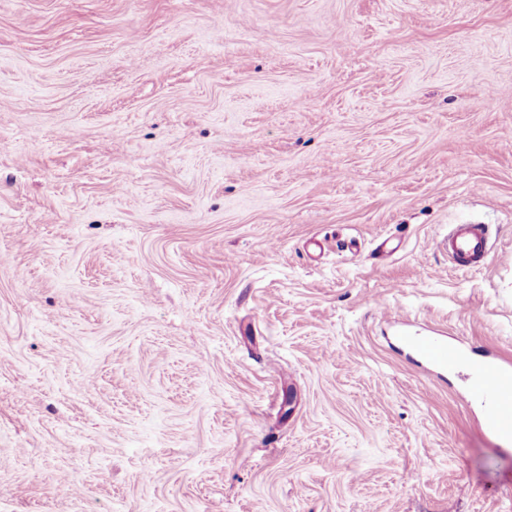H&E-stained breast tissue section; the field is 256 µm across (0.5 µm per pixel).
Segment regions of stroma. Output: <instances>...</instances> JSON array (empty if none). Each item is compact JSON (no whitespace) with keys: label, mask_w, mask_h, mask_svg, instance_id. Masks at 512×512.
<instances>
[{"label":"stroma","mask_w":512,"mask_h":512,"mask_svg":"<svg viewBox=\"0 0 512 512\" xmlns=\"http://www.w3.org/2000/svg\"><path fill=\"white\" fill-rule=\"evenodd\" d=\"M1 140L0 512H512V0H0ZM447 242L448 256L457 265H481L488 253L486 231L479 224L450 225ZM409 346L427 363L468 372L472 396L483 403V427L491 436L512 443V366L474 365L457 344L440 336H411Z\"/></svg>","instance_id":"obj_1"}]
</instances>
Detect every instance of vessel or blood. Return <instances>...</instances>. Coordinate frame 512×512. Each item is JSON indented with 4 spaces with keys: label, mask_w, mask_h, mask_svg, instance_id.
Listing matches in <instances>:
<instances>
[{
    "label": "vessel or blood",
    "mask_w": 512,
    "mask_h": 512,
    "mask_svg": "<svg viewBox=\"0 0 512 512\" xmlns=\"http://www.w3.org/2000/svg\"><path fill=\"white\" fill-rule=\"evenodd\" d=\"M448 255L461 266L483 264L488 253L486 231L479 224H453L448 229ZM409 346L427 363L467 371L472 396L483 405V427L491 436L512 443V366L476 365L459 345L440 336H413Z\"/></svg>",
    "instance_id": "vessel-or-blood-1"
}]
</instances>
